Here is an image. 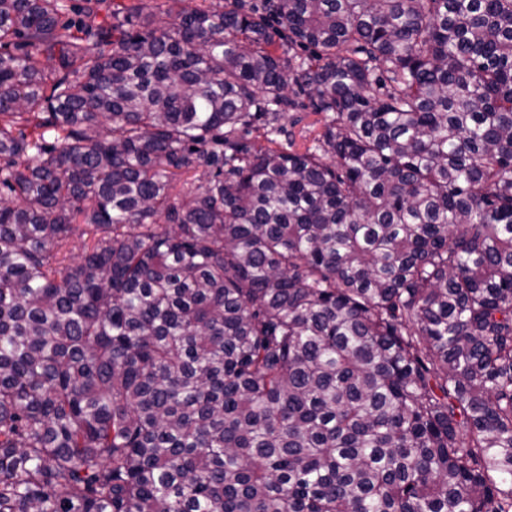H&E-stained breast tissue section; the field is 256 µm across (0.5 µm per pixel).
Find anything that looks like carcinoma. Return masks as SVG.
Here are the masks:
<instances>
[{
    "label": "carcinoma",
    "mask_w": 512,
    "mask_h": 512,
    "mask_svg": "<svg viewBox=\"0 0 512 512\" xmlns=\"http://www.w3.org/2000/svg\"><path fill=\"white\" fill-rule=\"evenodd\" d=\"M170 2L0 0V512H512V0Z\"/></svg>",
    "instance_id": "obj_1"
}]
</instances>
